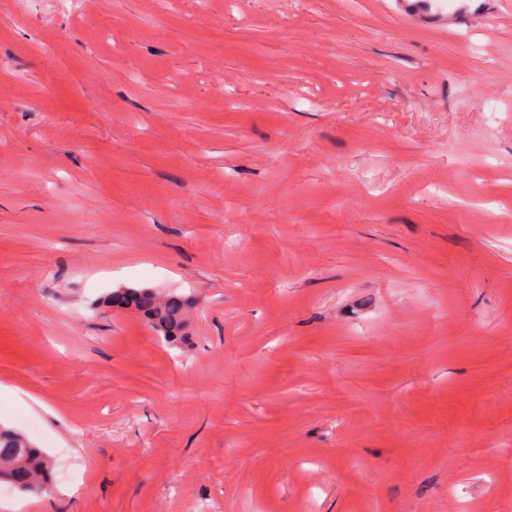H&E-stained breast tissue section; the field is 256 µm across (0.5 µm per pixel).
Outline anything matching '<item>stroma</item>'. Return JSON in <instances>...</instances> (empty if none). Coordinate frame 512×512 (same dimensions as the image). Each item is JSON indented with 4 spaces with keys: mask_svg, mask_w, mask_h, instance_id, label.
I'll list each match as a JSON object with an SVG mask.
<instances>
[{
    "mask_svg": "<svg viewBox=\"0 0 512 512\" xmlns=\"http://www.w3.org/2000/svg\"><path fill=\"white\" fill-rule=\"evenodd\" d=\"M0 384V512H512V0H0ZM112 307L138 312L168 342H175L185 323L188 303L181 296H161L149 288H120L108 299ZM51 462L25 436L0 428V484L37 495L51 492Z\"/></svg>",
    "mask_w": 512,
    "mask_h": 512,
    "instance_id": "1",
    "label": "stroma"
}]
</instances>
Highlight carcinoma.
Returning a JSON list of instances; mask_svg holds the SVG:
<instances>
[{
    "label": "carcinoma",
    "instance_id": "cac0c4a2",
    "mask_svg": "<svg viewBox=\"0 0 512 512\" xmlns=\"http://www.w3.org/2000/svg\"><path fill=\"white\" fill-rule=\"evenodd\" d=\"M108 303L138 312L168 342H174L185 323L188 303L178 295L162 296L149 288H120ZM51 462L25 436L0 428V484L37 495L51 492Z\"/></svg>",
    "mask_w": 512,
    "mask_h": 512
}]
</instances>
